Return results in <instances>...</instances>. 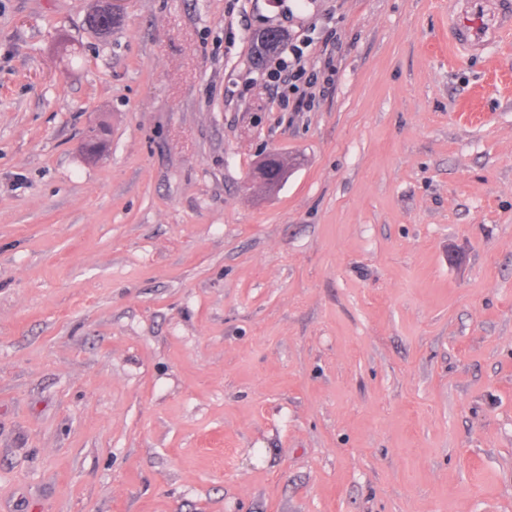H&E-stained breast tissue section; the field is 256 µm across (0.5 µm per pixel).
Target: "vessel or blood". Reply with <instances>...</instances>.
<instances>
[{"mask_svg": "<svg viewBox=\"0 0 512 512\" xmlns=\"http://www.w3.org/2000/svg\"><path fill=\"white\" fill-rule=\"evenodd\" d=\"M512 32V0H448V46L484 52Z\"/></svg>", "mask_w": 512, "mask_h": 512, "instance_id": "b4317fda", "label": "vessel or blood"}]
</instances>
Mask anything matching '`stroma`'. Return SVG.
Wrapping results in <instances>:
<instances>
[{"instance_id":"stroma-1","label":"stroma","mask_w":512,"mask_h":512,"mask_svg":"<svg viewBox=\"0 0 512 512\" xmlns=\"http://www.w3.org/2000/svg\"><path fill=\"white\" fill-rule=\"evenodd\" d=\"M94 5L0 0V512H512V36L449 54L448 0H127L104 36ZM264 27L333 61L310 108ZM309 47L307 40H300L288 47V55L281 57L277 66L268 72L269 81L281 89V101L292 112H301L308 107L315 96L318 76L307 75V59L305 49Z\"/></svg>"}]
</instances>
